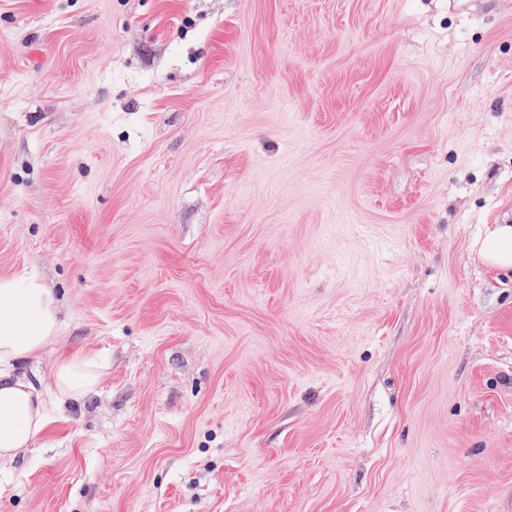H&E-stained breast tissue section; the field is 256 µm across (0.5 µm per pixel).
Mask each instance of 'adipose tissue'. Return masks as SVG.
Instances as JSON below:
<instances>
[{
  "instance_id": "obj_1",
  "label": "adipose tissue",
  "mask_w": 512,
  "mask_h": 512,
  "mask_svg": "<svg viewBox=\"0 0 512 512\" xmlns=\"http://www.w3.org/2000/svg\"><path fill=\"white\" fill-rule=\"evenodd\" d=\"M473 247L488 266L512 270V225H494ZM52 289L26 274L0 276V463L12 462L31 447L52 420L55 404L83 402L97 395L108 364L76 352L57 360L52 392L20 370L38 357L60 329Z\"/></svg>"
}]
</instances>
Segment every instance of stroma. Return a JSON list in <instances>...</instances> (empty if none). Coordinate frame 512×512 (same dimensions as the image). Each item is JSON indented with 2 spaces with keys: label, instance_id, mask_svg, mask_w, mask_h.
Returning a JSON list of instances; mask_svg holds the SVG:
<instances>
[{
  "label": "stroma",
  "instance_id": "35a3bbf8",
  "mask_svg": "<svg viewBox=\"0 0 512 512\" xmlns=\"http://www.w3.org/2000/svg\"><path fill=\"white\" fill-rule=\"evenodd\" d=\"M512 0H0V276L98 395L0 512H512ZM473 247L488 266L512 270V225L496 224L491 232L478 237Z\"/></svg>",
  "mask_w": 512,
  "mask_h": 512
}]
</instances>
